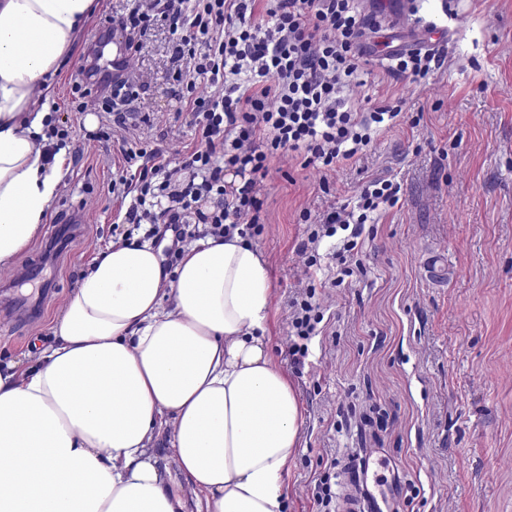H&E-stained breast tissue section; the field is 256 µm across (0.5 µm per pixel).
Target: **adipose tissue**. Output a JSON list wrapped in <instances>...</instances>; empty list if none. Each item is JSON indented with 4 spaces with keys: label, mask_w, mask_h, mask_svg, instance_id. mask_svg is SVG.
<instances>
[{
    "label": "adipose tissue",
    "mask_w": 512,
    "mask_h": 512,
    "mask_svg": "<svg viewBox=\"0 0 512 512\" xmlns=\"http://www.w3.org/2000/svg\"><path fill=\"white\" fill-rule=\"evenodd\" d=\"M93 0H0V267L37 239L63 154L37 89ZM271 283L249 240L206 237L167 268L152 243L94 259L33 365L0 367V512H284L301 406L265 336ZM171 490L179 494L184 501V512H196V494L192 486L188 485L177 473L175 468H171V475L168 480Z\"/></svg>",
    "instance_id": "1"
}]
</instances>
